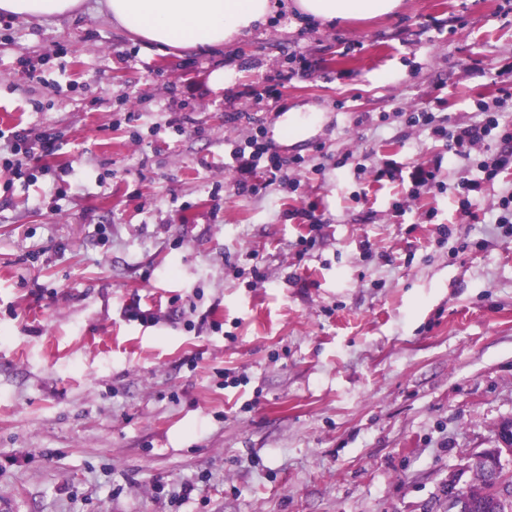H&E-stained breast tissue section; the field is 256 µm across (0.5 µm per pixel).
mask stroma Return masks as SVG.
<instances>
[{"label":"stroma","instance_id":"35a3bbf8","mask_svg":"<svg viewBox=\"0 0 512 512\" xmlns=\"http://www.w3.org/2000/svg\"><path fill=\"white\" fill-rule=\"evenodd\" d=\"M292 5L177 54L97 0L0 15V154L65 137L30 177L0 169V512H448L449 474L512 420V169L478 222L455 192L503 143L455 156L405 117L512 129V0L328 24ZM305 104L319 122L276 140ZM259 128L289 164L251 194L232 152ZM418 165L440 185L412 197ZM61 144L60 135L52 129L35 132L32 129H20L12 133L10 151L12 156L20 153L34 157H47L56 154Z\"/></svg>","mask_w":512,"mask_h":512}]
</instances>
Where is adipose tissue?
<instances>
[{
    "instance_id": "obj_1",
    "label": "adipose tissue",
    "mask_w": 512,
    "mask_h": 512,
    "mask_svg": "<svg viewBox=\"0 0 512 512\" xmlns=\"http://www.w3.org/2000/svg\"><path fill=\"white\" fill-rule=\"evenodd\" d=\"M402 0H294L302 16L323 22L394 14ZM82 0H0V13L26 19L67 16ZM113 24L145 43L175 49L214 48L267 24L271 0H99Z\"/></svg>"
}]
</instances>
